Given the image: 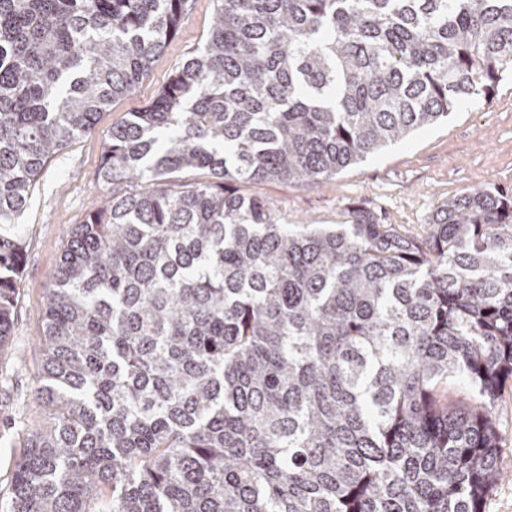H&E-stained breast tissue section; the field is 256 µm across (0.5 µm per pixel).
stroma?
Listing matches in <instances>:
<instances>
[{
  "label": "stroma",
  "instance_id": "1",
  "mask_svg": "<svg viewBox=\"0 0 512 512\" xmlns=\"http://www.w3.org/2000/svg\"><path fill=\"white\" fill-rule=\"evenodd\" d=\"M214 8V0H193L135 91L100 112L92 133L75 138L49 160L15 227L23 259L12 336L0 351V512L31 432L50 425L34 397L43 368L39 339L44 312L68 229L96 211L108 191L98 180L104 141L113 125L149 105L203 46ZM235 188L261 198L279 224H343L351 209L361 207L406 236L426 237L436 207L446 199L478 188L512 197V80L501 81L488 98L459 105L447 119L368 155L334 178L239 182ZM495 415L500 478L482 512H512V379L499 392Z\"/></svg>",
  "mask_w": 512,
  "mask_h": 512
}]
</instances>
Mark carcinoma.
<instances>
[{"instance_id": "obj_1", "label": "carcinoma", "mask_w": 512, "mask_h": 512, "mask_svg": "<svg viewBox=\"0 0 512 512\" xmlns=\"http://www.w3.org/2000/svg\"><path fill=\"white\" fill-rule=\"evenodd\" d=\"M112 127L69 231L9 512H482L512 379V198L424 239L276 224L229 184L330 179L512 77V0H215ZM189 0H0V348L47 158L148 75ZM205 170L211 179L179 174ZM150 189L130 192L128 180ZM472 396L450 406L448 379Z\"/></svg>"}]
</instances>
